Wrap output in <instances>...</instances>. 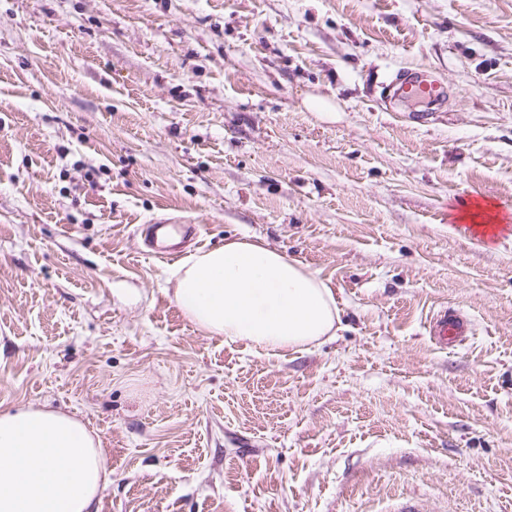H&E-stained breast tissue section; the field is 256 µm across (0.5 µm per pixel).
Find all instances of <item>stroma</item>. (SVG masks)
<instances>
[{
	"label": "stroma",
	"mask_w": 512,
	"mask_h": 512,
	"mask_svg": "<svg viewBox=\"0 0 512 512\" xmlns=\"http://www.w3.org/2000/svg\"><path fill=\"white\" fill-rule=\"evenodd\" d=\"M463 199L512 225V0H0V410L98 435L93 512H512V236ZM158 218L308 266L336 335L199 329ZM389 86H396V90L414 101H437L440 97L438 80L427 75L412 76L398 71ZM195 227L188 224H165L158 222L149 226L145 238V245L155 257L162 259H174L179 256L177 245L167 244L171 235L180 231L183 237L191 236L195 232ZM471 332L470 321L462 312L443 306L433 313L429 333L435 344L444 348L464 340Z\"/></svg>",
	"instance_id": "35a3bbf8"
}]
</instances>
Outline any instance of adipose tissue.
Segmentation results:
<instances>
[{
	"mask_svg": "<svg viewBox=\"0 0 512 512\" xmlns=\"http://www.w3.org/2000/svg\"><path fill=\"white\" fill-rule=\"evenodd\" d=\"M174 300L197 327L265 351L336 333L328 283L260 241L188 258ZM110 477L99 439L79 420L38 404L0 412V512H92Z\"/></svg>",
	"mask_w": 512,
	"mask_h": 512,
	"instance_id": "adipose-tissue-1",
	"label": "adipose tissue"
}]
</instances>
